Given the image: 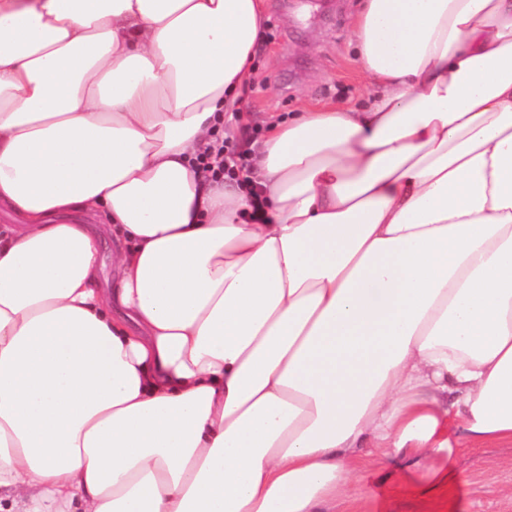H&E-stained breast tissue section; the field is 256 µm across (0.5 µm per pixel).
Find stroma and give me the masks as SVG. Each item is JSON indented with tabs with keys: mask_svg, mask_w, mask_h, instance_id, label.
<instances>
[{
	"mask_svg": "<svg viewBox=\"0 0 512 512\" xmlns=\"http://www.w3.org/2000/svg\"><path fill=\"white\" fill-rule=\"evenodd\" d=\"M362 0H267L263 37L242 89L241 131L262 140L270 117L309 105L365 107L370 85L355 63L353 20ZM448 492L402 491L401 457L383 461L341 512H512V447L483 448L446 462Z\"/></svg>",
	"mask_w": 512,
	"mask_h": 512,
	"instance_id": "1",
	"label": "stroma"
}]
</instances>
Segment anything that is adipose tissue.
<instances>
[{
    "instance_id": "obj_1",
    "label": "adipose tissue",
    "mask_w": 512,
    "mask_h": 512,
    "mask_svg": "<svg viewBox=\"0 0 512 512\" xmlns=\"http://www.w3.org/2000/svg\"><path fill=\"white\" fill-rule=\"evenodd\" d=\"M265 8L0 0L7 512H336L512 446V0H365L370 105L271 117L240 187L195 161Z\"/></svg>"
}]
</instances>
